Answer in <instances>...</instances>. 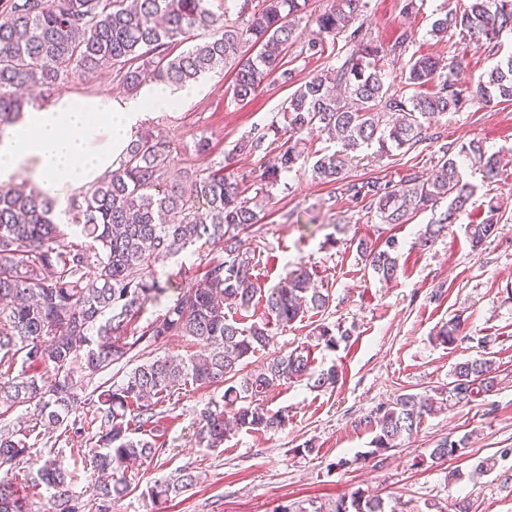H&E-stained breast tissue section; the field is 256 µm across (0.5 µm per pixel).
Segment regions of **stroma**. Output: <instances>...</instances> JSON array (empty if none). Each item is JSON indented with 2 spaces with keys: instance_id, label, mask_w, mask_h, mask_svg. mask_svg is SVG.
Wrapping results in <instances>:
<instances>
[{
  "instance_id": "35a3bbf8",
  "label": "stroma",
  "mask_w": 512,
  "mask_h": 512,
  "mask_svg": "<svg viewBox=\"0 0 512 512\" xmlns=\"http://www.w3.org/2000/svg\"><path fill=\"white\" fill-rule=\"evenodd\" d=\"M467 2L423 0L419 11L407 14L403 0H369L364 30L385 46L402 31H413L414 52L446 62L465 54L467 66L458 84L470 88L495 66V58L457 37L440 40L429 33L440 11ZM230 80L229 71L210 73L187 105L148 116L147 126L166 135L178 152L173 173L222 161L242 135L268 124L290 93L274 82L238 105L231 99ZM202 135L213 146L206 155L194 148ZM475 137L488 152L504 154L507 174L491 183L463 163L464 178L476 193L460 224L426 247L417 239L430 213L408 224H382L361 204L335 198L334 185L315 182L308 169L286 176V188L275 191L245 244L256 251L263 288L304 267L319 288L328 290L330 305L322 320L347 329L350 337L335 350L315 348L314 367H336L339 383L326 391L313 390L304 380L271 388L265 403L270 410L287 411V427L265 433L242 429L215 451L198 447L195 432L199 412L220 399L224 389L186 384L157 406L163 448L151 462L127 472L131 491L113 503L112 512H275L287 502L329 503L358 489L382 498L387 512H448L454 500L470 502L472 512H512V103L487 106L476 100L463 111L443 115L425 140L404 154L381 157L375 149L363 150L349 176L397 182L410 167L426 174L443 144ZM491 201L501 207L498 229L481 249H473L463 226L481 221ZM390 236L400 243L401 275L385 283L361 261L356 245ZM221 254L220 247L199 243L194 251L156 263L166 298L202 277L201 257ZM456 315L462 318V342L452 348L437 344L436 331ZM196 350L189 338L170 336L100 378L118 383L143 360L184 357ZM483 356L501 370L496 392L466 405L446 404L425 417L416 434L386 452L382 464L370 459L375 430L367 419L377 406L403 393L445 388L456 363ZM96 431L90 424L83 436L61 434L52 450L76 472L71 491L83 512H98L96 476L87 457ZM463 437L468 440L465 457L428 462L438 442ZM308 440L315 444L314 453H298ZM487 458L495 463L491 472L474 474L475 465ZM183 469L199 474L198 484L172 501L154 503L146 492L148 482Z\"/></svg>"
}]
</instances>
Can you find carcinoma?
I'll return each mask as SVG.
<instances>
[{
    "instance_id": "1",
    "label": "carcinoma",
    "mask_w": 512,
    "mask_h": 512,
    "mask_svg": "<svg viewBox=\"0 0 512 512\" xmlns=\"http://www.w3.org/2000/svg\"><path fill=\"white\" fill-rule=\"evenodd\" d=\"M368 0H331L314 16L318 35L297 42L296 28L309 0H0V127L16 121L34 96L53 97L71 79L89 80L112 69L129 96L151 77L177 87L196 83L216 69L233 71L232 100L243 103L273 78L294 91L271 121L236 141L225 162L169 180L173 145L150 130H139L119 167L88 190L74 195L62 215L57 200L21 183L0 188V367L20 360L24 372L0 381V417L23 406L39 409L30 423L0 429V512H31V492L53 490L51 512H82L70 492L76 474L56 457L33 452L30 438L65 428L76 436L85 429L79 411L93 410L99 422L91 464L102 475L95 491L99 512L131 486L128 464L152 458L159 445L152 399L163 403L176 387L191 381L221 384L224 395L199 414L196 442L202 448L224 445L235 429L262 433L288 424V412H273L265 394L280 381L308 379L312 388L333 387L338 371L318 373L309 346L266 359L239 377L242 365L272 341L271 325L286 328L305 316L326 311L329 295L311 284V274L296 269L268 292H261L255 251L243 235L260 222V212L274 197L282 178L309 154L305 135L325 133L338 149L317 155L313 179L336 185L339 194L360 202L382 224H409L419 214L438 211L422 233L425 247L445 235L467 210L475 187L462 178L459 159L480 168L487 180L501 176V160L471 139L459 148L443 145L430 176L413 170L395 185L380 178L350 180L347 170L355 153L378 146L380 154L409 150L425 139L435 118L481 101H512V56L499 61L479 80L475 96L458 87L444 69L458 71L464 59L443 65L432 55L407 56L414 42L403 31L389 46L365 37L359 18ZM237 9L240 22L224 16ZM512 32V0H471L460 12L448 11L431 24L430 34L454 33L475 41L490 55L500 49L504 31ZM201 31L204 39L178 51L186 35ZM350 51L336 52L337 37ZM296 57L328 66L297 83L298 71L286 61ZM408 58L399 81H390L386 64ZM272 161L255 177V195L244 196L240 181L224 174L237 157L264 149ZM497 205L478 223L464 226L471 247L481 248L497 230ZM75 228L82 243L68 240ZM224 244V256L204 262L201 279L188 283L155 319L128 330L145 306L164 292L152 269L156 259L176 257L196 242ZM398 242L360 241L357 252L384 281L399 276ZM263 318L248 326L228 318L227 309L247 310L256 298ZM461 316L443 323L435 340L454 347ZM188 336L200 351L187 357H157L133 368L119 384L89 383L127 359L133 347L152 345L168 336ZM317 345L334 349L349 338L341 327L324 322L313 329ZM500 384L486 358L457 363L448 397L468 403ZM428 393H405L372 416L376 436L369 456L375 458L417 433L436 410ZM468 439H445L429 454L433 461L467 454ZM199 476L180 472L147 486L154 502L164 504L197 484ZM278 512H385L376 495L358 489L331 504H285Z\"/></svg>"
}]
</instances>
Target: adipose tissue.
<instances>
[{
    "label": "adipose tissue",
    "mask_w": 512,
    "mask_h": 512,
    "mask_svg": "<svg viewBox=\"0 0 512 512\" xmlns=\"http://www.w3.org/2000/svg\"><path fill=\"white\" fill-rule=\"evenodd\" d=\"M197 91L153 82L134 97L64 93L50 106L26 109L0 132V187L26 179L62 199L96 184L118 168L148 113L184 104Z\"/></svg>",
    "instance_id": "1"
}]
</instances>
